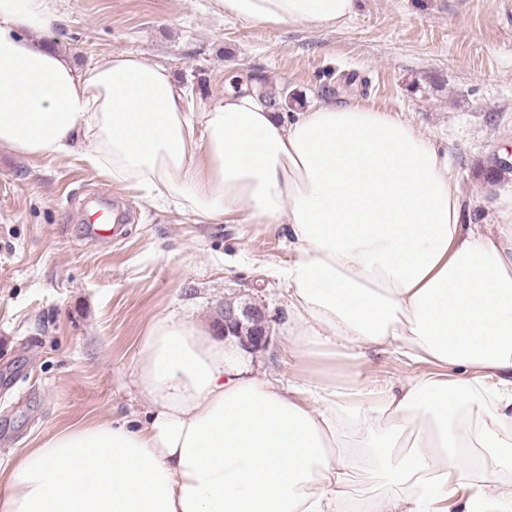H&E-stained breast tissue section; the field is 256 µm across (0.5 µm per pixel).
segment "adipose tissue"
<instances>
[{
  "label": "adipose tissue",
  "instance_id": "1",
  "mask_svg": "<svg viewBox=\"0 0 512 512\" xmlns=\"http://www.w3.org/2000/svg\"><path fill=\"white\" fill-rule=\"evenodd\" d=\"M244 23L346 21L355 0H217ZM50 0H0V147L79 154L199 222L286 228L288 341L348 360L377 347L430 365L396 387L315 382L316 405L258 380L242 350L175 314L137 361L149 425L92 420L31 449L4 512H512V204L461 221L447 155L399 116L317 103L294 119L246 91L190 112L131 51L84 67L39 40Z\"/></svg>",
  "mask_w": 512,
  "mask_h": 512
}]
</instances>
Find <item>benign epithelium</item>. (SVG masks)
<instances>
[{
	"label": "benign epithelium",
	"mask_w": 512,
	"mask_h": 512,
	"mask_svg": "<svg viewBox=\"0 0 512 512\" xmlns=\"http://www.w3.org/2000/svg\"><path fill=\"white\" fill-rule=\"evenodd\" d=\"M217 334L250 354L265 352L273 344L271 320L257 303L224 302Z\"/></svg>",
	"instance_id": "1"
}]
</instances>
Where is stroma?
<instances>
[{
    "mask_svg": "<svg viewBox=\"0 0 512 512\" xmlns=\"http://www.w3.org/2000/svg\"><path fill=\"white\" fill-rule=\"evenodd\" d=\"M44 42L76 66L117 50L168 67L202 112L246 85L290 112L316 101L362 103L408 120L459 179L463 223H494L512 174V0H356L341 25L246 24L215 0H53ZM107 192L132 208L122 233L88 243L83 199ZM291 256L284 231L226 220L200 224L181 206L151 204L79 157L45 160L0 149V504L7 480L56 431L101 419L147 425L153 405L135 367L150 322L178 313L214 327L225 301L256 302L272 319L269 351L249 355L282 388L327 376L399 385L425 366L367 350L350 361L288 355Z\"/></svg>",
    "mask_w": 512,
    "mask_h": 512,
    "instance_id": "obj_1",
    "label": "stroma"
}]
</instances>
